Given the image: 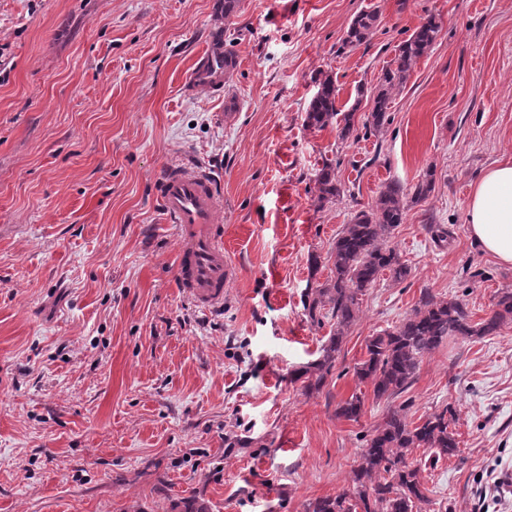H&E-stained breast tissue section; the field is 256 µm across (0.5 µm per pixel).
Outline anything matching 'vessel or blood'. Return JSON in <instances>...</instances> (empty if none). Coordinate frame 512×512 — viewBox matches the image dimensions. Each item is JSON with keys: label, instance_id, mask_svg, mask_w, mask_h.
<instances>
[{"label": "vessel or blood", "instance_id": "obj_1", "mask_svg": "<svg viewBox=\"0 0 512 512\" xmlns=\"http://www.w3.org/2000/svg\"><path fill=\"white\" fill-rule=\"evenodd\" d=\"M184 87L193 92L224 89V56L220 51L199 52ZM160 201L167 223L180 239L177 276L189 299L210 311L224 303V290L234 278V267L224 256L222 201L224 187L205 166L177 163L158 179Z\"/></svg>", "mask_w": 512, "mask_h": 512}]
</instances>
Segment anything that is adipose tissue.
Wrapping results in <instances>:
<instances>
[{"mask_svg":"<svg viewBox=\"0 0 512 512\" xmlns=\"http://www.w3.org/2000/svg\"><path fill=\"white\" fill-rule=\"evenodd\" d=\"M467 222L483 252L512 265V159L497 161L473 185Z\"/></svg>","mask_w":512,"mask_h":512,"instance_id":"obj_1","label":"adipose tissue"}]
</instances>
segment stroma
<instances>
[{
  "label": "stroma",
  "instance_id": "1",
  "mask_svg": "<svg viewBox=\"0 0 512 512\" xmlns=\"http://www.w3.org/2000/svg\"><path fill=\"white\" fill-rule=\"evenodd\" d=\"M0 0V512H305L351 483L388 410L452 406L458 457L422 469V512L481 509L512 477V324L426 355L407 392L376 399L354 367L422 292L488 317L512 266L469 233L471 185L512 157V0ZM376 12L360 46L350 22ZM441 30L377 136L312 129L324 75L363 123L399 44ZM221 31L236 68L224 94H185L194 55ZM192 159L224 180L222 310L178 285V240L156 176ZM339 161L341 193L314 178ZM430 195L387 245L410 269L362 298L320 391L298 372L329 324L306 295L336 235L391 181ZM446 241H439L437 231ZM359 393V420L337 416ZM378 15L375 12H365L355 17L348 26L343 46L356 47L363 44L376 27ZM337 164L330 160H325L322 168L316 174L315 192L317 193V202L320 206L333 201L340 195V186L336 178Z\"/></svg>",
  "mask_w": 512,
  "mask_h": 512
}]
</instances>
